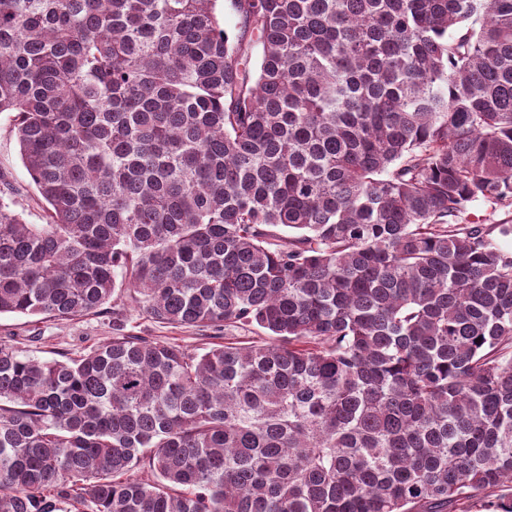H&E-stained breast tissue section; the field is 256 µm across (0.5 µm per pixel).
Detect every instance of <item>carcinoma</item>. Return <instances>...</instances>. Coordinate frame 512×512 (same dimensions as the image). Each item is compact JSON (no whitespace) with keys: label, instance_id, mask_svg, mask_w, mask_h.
I'll use <instances>...</instances> for the list:
<instances>
[{"label":"carcinoma","instance_id":"carcinoma-1","mask_svg":"<svg viewBox=\"0 0 512 512\" xmlns=\"http://www.w3.org/2000/svg\"><path fill=\"white\" fill-rule=\"evenodd\" d=\"M0 0V512H512V0ZM14 112H0V191L4 190L15 203V208L23 214L29 224H46V214L37 199L19 154V145L13 130ZM464 216L475 224H512V208L494 211L491 205L484 201L471 203ZM101 312H92L74 321H53L41 316L2 314L0 316V343L13 344L29 354L50 359L61 358L57 353L69 357L80 356L98 345L117 336H150L157 341L180 345L194 351L214 344L224 343L234 336L248 340L251 336H265L257 329L210 330L206 328L175 326L156 322L144 314L131 301L127 292H117L102 307ZM121 331H116L115 323Z\"/></svg>","mask_w":512,"mask_h":512}]
</instances>
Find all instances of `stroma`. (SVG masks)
Segmentation results:
<instances>
[{"label": "stroma", "mask_w": 512, "mask_h": 512, "mask_svg": "<svg viewBox=\"0 0 512 512\" xmlns=\"http://www.w3.org/2000/svg\"><path fill=\"white\" fill-rule=\"evenodd\" d=\"M13 124V113L0 112V179L5 180L6 193L26 221L42 224L46 221L45 212L21 161ZM118 333L149 336L191 351L223 343L228 335L242 340L252 336L251 331L237 328L224 332L156 322L147 317L124 292L115 293L102 311L73 321L14 314L0 316V343L15 345L42 359H50L60 353L80 356Z\"/></svg>", "instance_id": "stroma-1"}]
</instances>
